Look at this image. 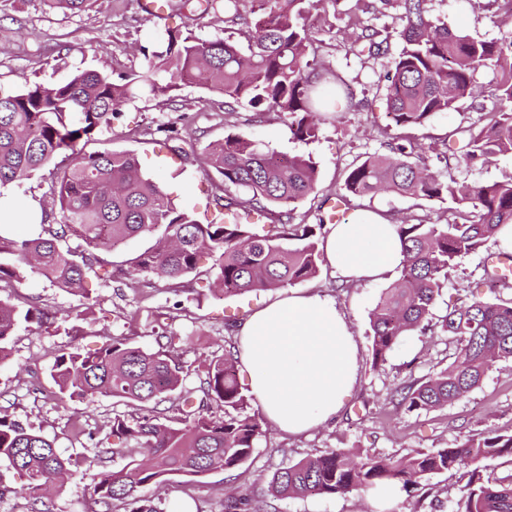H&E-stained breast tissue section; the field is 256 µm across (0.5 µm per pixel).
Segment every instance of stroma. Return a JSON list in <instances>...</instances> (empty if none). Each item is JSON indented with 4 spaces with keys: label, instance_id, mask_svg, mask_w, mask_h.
Returning a JSON list of instances; mask_svg holds the SVG:
<instances>
[{
    "label": "stroma",
    "instance_id": "1",
    "mask_svg": "<svg viewBox=\"0 0 512 512\" xmlns=\"http://www.w3.org/2000/svg\"><path fill=\"white\" fill-rule=\"evenodd\" d=\"M355 15L376 27L390 22L378 13L360 14L357 0H322L307 16L317 64L341 75L354 93L349 102L337 97L335 84H324L330 108L343 117L337 123H322L314 140L294 139L281 113L268 111L258 116L246 105L230 110L219 93L188 84L166 106L150 96L128 102L111 131L96 135L87 151L135 154L143 172L158 179L176 203L202 218L214 209L215 174L205 163L208 147L225 133H243L280 154L309 155L317 162L318 189L297 205L294 222L311 224L316 216L332 210L340 221L350 220L351 211L334 208L345 170L365 154L386 152L388 143L401 133L387 118L384 100V77L394 57L357 54L351 45L354 27L350 19ZM433 16L452 30L482 40L496 41L512 34L511 28L495 23L491 12L464 7L461 0H433ZM242 26V20L230 19L220 10L204 15L189 12L183 0H167L164 15L154 18L146 14L143 0H94L91 9L78 15L50 10L42 0H7L0 7V89L17 91L33 81L59 82L81 69L115 75L138 68L142 50L152 47L160 30L239 43ZM496 81L495 72L479 69L474 75L479 91L474 107L437 114L427 125L412 129V136L435 146L449 128L481 123L484 111L498 105ZM357 205L398 224L436 215L445 208L438 201L393 193L367 197ZM149 244V239L137 238L101 253L107 274L101 278L89 274L91 296L87 299L52 286L34 272L22 282L0 286V297H16L50 315L48 322L33 320L16 330L12 356L0 365V412L54 440L63 456L91 459L97 472L114 466L110 456L98 455V441L109 432L113 416L135 412L136 407L109 397L82 402L56 396L49 374L62 350L72 346L94 350L115 336L152 348L166 328L182 338V362L189 371L185 386L193 389L199 385L197 367L223 355L225 344L235 341L230 325L284 295L280 289L220 295L212 287L210 269L216 259L211 255L202 258L198 273L177 288L148 274H119L120 265ZM499 251L493 239L461 258L436 300L430 331L404 336L379 368L372 365L369 313L381 293L398 280V273L354 283L334 272L327 260H320L319 275L300 283L299 288L332 298L355 337L357 383L343 408L331 421L303 435L267 427L250 459L235 470H219L198 479L174 477L162 487L138 489V497L151 500L160 512L174 505L188 506L190 512H222L230 490L266 491L276 469L320 451L361 448L403 455L414 449L452 447L466 435L512 434V360L499 363L479 387L443 408L409 413L399 406L395 393L407 378H424L451 362L453 347L439 322L449 305L468 294L470 284L483 279ZM466 480L463 469L433 476L423 497L398 492L389 512H449ZM0 482L11 489L0 500V512L128 510L121 501L106 505L91 498L87 474L69 478L42 502L30 493L26 476L4 462H0ZM276 507L278 512H377L375 498L367 493L286 499Z\"/></svg>",
    "mask_w": 512,
    "mask_h": 512
}]
</instances>
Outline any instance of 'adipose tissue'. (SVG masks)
I'll list each match as a JSON object with an SVG mask.
<instances>
[{
	"instance_id": "obj_1",
	"label": "adipose tissue",
	"mask_w": 512,
	"mask_h": 512,
	"mask_svg": "<svg viewBox=\"0 0 512 512\" xmlns=\"http://www.w3.org/2000/svg\"><path fill=\"white\" fill-rule=\"evenodd\" d=\"M321 248L350 281L381 278L404 260L396 224L373 212L328 225ZM237 337V358L251 376V394L285 433L328 422L353 391L357 344L329 297L289 293L252 314Z\"/></svg>"
}]
</instances>
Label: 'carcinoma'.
I'll list each match as a JSON object with an SVG mask.
<instances>
[{
  "label": "carcinoma",
  "mask_w": 512,
  "mask_h": 512,
  "mask_svg": "<svg viewBox=\"0 0 512 512\" xmlns=\"http://www.w3.org/2000/svg\"><path fill=\"white\" fill-rule=\"evenodd\" d=\"M395 9L392 24L366 25L358 36L369 55L400 51L386 77L387 114L401 127L425 126L440 112H452L476 98L474 72L494 69L499 79L497 109L475 127H456L442 140L436 160L459 165L485 163L512 153V38L476 40L448 28L431 14V0H362V11L375 2ZM50 9L78 13L93 0H41ZM248 4V51L226 38L201 40L170 30L158 49L143 51L140 67L113 79L82 70L62 82H33L17 92L0 90V187L20 186L64 156L49 186L61 221L41 213L45 235L18 240L0 233V283L19 282L31 270L68 292L88 294L87 270L133 238L151 245L129 259L128 274H154L181 280L196 271L205 253L219 255L215 283L225 295L276 290L319 274V238L325 220L292 224L295 204L314 193L318 166L310 156L280 158L242 133H229L211 144L205 162L218 177L214 202L218 216L201 224L143 175L132 153L87 152L92 137L112 129L121 107L142 94L164 104L172 92L194 80L224 96V105L245 102L261 116L267 110L288 116L294 138L316 137L325 120L321 90L329 76L336 94L353 100L349 84L329 69L317 70L309 55L312 32L305 23L314 0H184L193 12L207 14L222 6L240 15ZM498 5L494 16L512 22V0L477 2ZM340 202L379 192L451 204V218L402 224L399 234L405 261L398 282L386 289L369 315L372 364L377 368L409 332L429 330L430 316L448 275L465 255L497 237L512 224V181L475 183L444 179L434 171L426 148L416 140L389 144V153H372L347 170ZM232 215V220L224 219ZM76 239L81 249L62 243ZM0 299V363L11 357V340L22 322L35 318ZM442 328L454 344L447 368L423 380L408 378L397 390L408 412L429 411L455 402L477 388L501 361L512 360V299H473L448 311ZM156 348L112 338L97 351L71 347L56 356L50 377L62 398L96 396L137 402L135 415L112 419V446L100 449L122 465L93 475L91 494L100 502L128 498L129 512H159L140 504L137 490L160 485L175 475L204 476L241 466L254 452L264 420L247 412L253 397L239 386L238 360L232 350L204 366L199 392L184 388V366L176 337L159 336ZM176 398L180 408L164 415L149 406ZM224 409L221 415L210 406ZM487 457L512 459V435L466 438L454 448L416 449L405 455H380L334 448L302 458L272 475L267 495L274 501L310 495L334 497L396 487L412 494L427 478L472 465L452 512H512V473L485 475L475 467ZM0 461L28 475L34 495L47 494L83 470L87 459L63 457L42 434L6 415L0 416ZM224 512H257L248 494L233 493Z\"/></svg>",
  "instance_id": "1"
}]
</instances>
